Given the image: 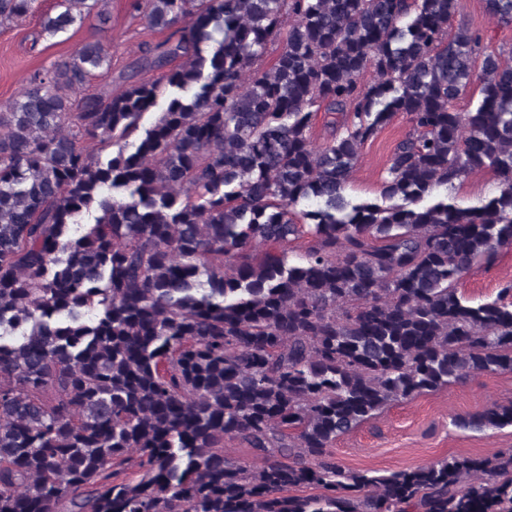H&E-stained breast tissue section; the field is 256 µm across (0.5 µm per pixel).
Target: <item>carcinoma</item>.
<instances>
[{"mask_svg": "<svg viewBox=\"0 0 512 512\" xmlns=\"http://www.w3.org/2000/svg\"><path fill=\"white\" fill-rule=\"evenodd\" d=\"M33 2L0 0V25ZM130 7L169 31L137 61L156 79L77 98L111 73L91 42L0 110V512H512V450L385 477L332 450L392 402L512 372V283L457 288L512 246V51L475 73L458 0ZM486 9L512 24V0ZM397 113L381 200L350 201ZM485 170L497 194L459 204ZM455 422L512 425V401Z\"/></svg>", "mask_w": 512, "mask_h": 512, "instance_id": "carcinoma-1", "label": "carcinoma"}]
</instances>
